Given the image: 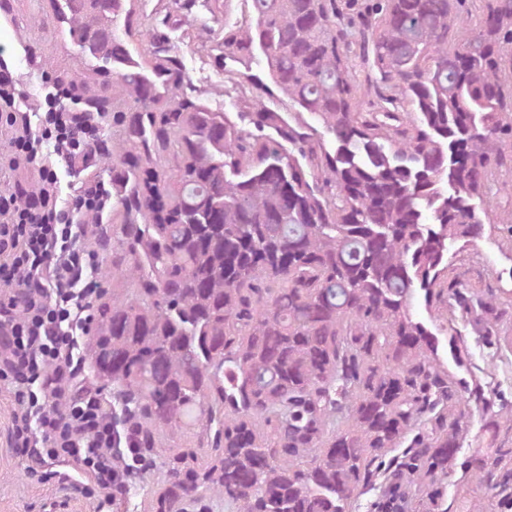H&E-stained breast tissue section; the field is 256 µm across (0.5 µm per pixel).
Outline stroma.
Listing matches in <instances>:
<instances>
[{"label": "stroma", "instance_id": "stroma-1", "mask_svg": "<svg viewBox=\"0 0 512 512\" xmlns=\"http://www.w3.org/2000/svg\"><path fill=\"white\" fill-rule=\"evenodd\" d=\"M135 4L137 23L128 47L149 61L165 56L173 59L169 81L173 94L231 116L264 107L288 111L287 99L271 84L264 66L254 63L246 68L224 55L225 33L242 26V0L229 5L224 0H135ZM0 55L15 65L17 109L36 111L46 93V76L65 73L99 100L100 111L111 112V83L84 68L67 27L54 18L53 0H15L11 20H0ZM241 85L248 91L244 100L237 93ZM452 263L471 284L481 287L484 296L504 303L512 299L507 295L512 289L511 242L477 240L456 251ZM432 331L448 375L480 383L489 402L487 410L472 411L460 457L492 447L503 459L491 487L459 473L441 481L448 512H502L499 501L504 491L512 492V346L500 344L497 336L479 335L470 320L461 316L455 317L451 330H442L436 323ZM453 331L469 344L459 364L452 362L448 351ZM15 408L10 387L0 381V512H97L95 502L75 493L69 483L25 474L21 460L7 444ZM493 423L500 432L491 445L486 429ZM401 454V449H392L382 463L372 464L367 481L358 486L350 512H378Z\"/></svg>", "mask_w": 512, "mask_h": 512}]
</instances>
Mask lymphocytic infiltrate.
<instances>
[{
  "label": "lymphocytic infiltrate",
  "mask_w": 512,
  "mask_h": 512,
  "mask_svg": "<svg viewBox=\"0 0 512 512\" xmlns=\"http://www.w3.org/2000/svg\"><path fill=\"white\" fill-rule=\"evenodd\" d=\"M17 85L0 75V124L38 181L0 193V380L16 403L8 445L30 476L68 463L81 495L108 506L112 406L89 377L85 348L104 295L93 241L112 215L110 184L95 170L111 145L97 134L102 113L85 110L73 81L49 78L35 119L15 110ZM78 171V186L63 193L62 176Z\"/></svg>",
  "instance_id": "lymphocytic-infiltrate-1"
}]
</instances>
